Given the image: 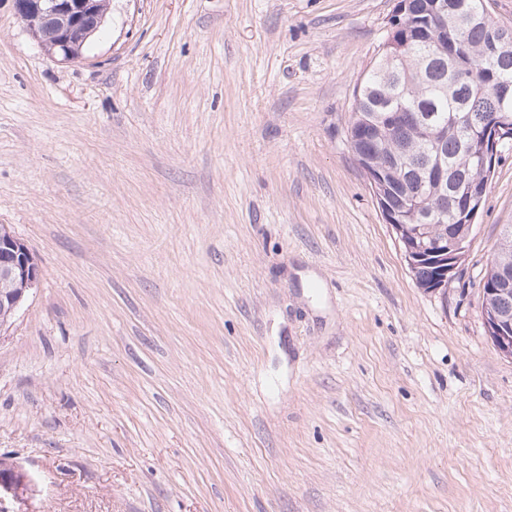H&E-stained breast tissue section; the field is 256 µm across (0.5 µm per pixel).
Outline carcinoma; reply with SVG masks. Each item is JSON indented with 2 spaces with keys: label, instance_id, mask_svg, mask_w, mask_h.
Wrapping results in <instances>:
<instances>
[{
  "label": "carcinoma",
  "instance_id": "carcinoma-1",
  "mask_svg": "<svg viewBox=\"0 0 512 512\" xmlns=\"http://www.w3.org/2000/svg\"><path fill=\"white\" fill-rule=\"evenodd\" d=\"M485 2L401 0L403 24L355 90L347 128L351 150L364 173L382 175L375 196L409 242L469 239L467 202L487 190L492 173L480 160L487 129L506 125L502 133L512 144V90L507 99L500 96L503 84H512V44L494 51L498 22L488 13L473 15ZM380 112L396 114L391 127L377 122ZM420 113L440 127L437 138ZM437 157L448 163L443 178L430 172ZM502 269L509 282L483 296L482 311L489 316H512V226L501 231L486 276ZM411 270L422 287L437 276L427 260Z\"/></svg>",
  "mask_w": 512,
  "mask_h": 512
}]
</instances>
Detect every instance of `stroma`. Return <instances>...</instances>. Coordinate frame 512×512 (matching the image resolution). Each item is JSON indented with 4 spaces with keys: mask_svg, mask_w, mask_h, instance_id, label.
Returning <instances> with one entry per match:
<instances>
[{
    "mask_svg": "<svg viewBox=\"0 0 512 512\" xmlns=\"http://www.w3.org/2000/svg\"><path fill=\"white\" fill-rule=\"evenodd\" d=\"M397 0H106L80 59L0 0V335L30 512H512V358L481 314L496 166L421 288L348 141ZM2 224H0L1 227ZM0 228V281L19 283L22 288L3 285L0 304L8 305L16 317L32 290L38 288L39 268L28 246L4 225ZM0 305V323L10 321L12 314Z\"/></svg>",
    "mask_w": 512,
    "mask_h": 512,
    "instance_id": "stroma-1",
    "label": "stroma"
}]
</instances>
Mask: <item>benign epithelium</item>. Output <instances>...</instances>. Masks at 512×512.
Masks as SVG:
<instances>
[{
  "label": "benign epithelium",
  "instance_id": "benign-epithelium-1",
  "mask_svg": "<svg viewBox=\"0 0 512 512\" xmlns=\"http://www.w3.org/2000/svg\"><path fill=\"white\" fill-rule=\"evenodd\" d=\"M16 7L41 15L45 21L42 29L31 32L32 37L42 46L56 48L64 61H73L76 56L72 48L88 40L104 23V17L97 14L94 0H15ZM409 262L425 258L435 259L439 276L445 284L456 275L458 266L455 252L443 240L434 250L423 251L418 247L406 246ZM0 281L20 284L18 288H1L0 304L7 305L18 313L32 290L38 288L39 268L36 257L28 246L9 228H0ZM488 335L495 342L497 350L506 357H512V319L497 316L484 318ZM37 492L34 476L22 466L15 464L11 471L0 474V512H25L21 505L28 502Z\"/></svg>",
  "mask_w": 512,
  "mask_h": 512
}]
</instances>
